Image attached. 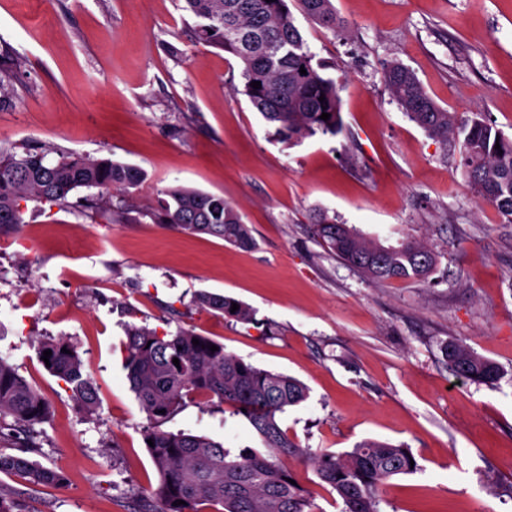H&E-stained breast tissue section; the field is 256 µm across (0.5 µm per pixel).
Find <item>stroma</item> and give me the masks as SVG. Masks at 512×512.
<instances>
[{
    "instance_id": "stroma-1",
    "label": "stroma",
    "mask_w": 512,
    "mask_h": 512,
    "mask_svg": "<svg viewBox=\"0 0 512 512\" xmlns=\"http://www.w3.org/2000/svg\"><path fill=\"white\" fill-rule=\"evenodd\" d=\"M333 4L345 32L288 7L340 88L343 130L288 144L230 87L236 59L194 41L183 0H0V44L17 64L0 151L38 144L147 173L125 197L81 188L66 208L22 200L20 231L0 238V358L49 405L36 458L67 478L31 487L0 474L26 512H136L156 484L150 422L124 368L131 323L193 329L308 387L280 425L301 448L288 468L319 512L342 503L305 452L366 439L405 445L419 465L388 480L380 512H512V223L469 185L460 143L411 121L383 72L402 63L440 107L511 136L512 0ZM178 184L223 196L253 247L146 218ZM123 209L141 222H111ZM318 209L385 244L420 238L438 255L429 283L368 280L314 236ZM202 290L240 300L252 323L198 308ZM43 339L76 349L95 411L44 368ZM458 340L504 369L497 385L449 371L445 348ZM164 428L262 448L215 399H186Z\"/></svg>"
}]
</instances>
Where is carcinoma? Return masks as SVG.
Masks as SVG:
<instances>
[{"mask_svg": "<svg viewBox=\"0 0 512 512\" xmlns=\"http://www.w3.org/2000/svg\"><path fill=\"white\" fill-rule=\"evenodd\" d=\"M184 10L195 20L196 42L223 50L241 65L243 94L274 129L281 142L335 136L341 131L340 87L313 65L286 0H184ZM310 20L333 31L348 27L333 0H297ZM306 73H300V69ZM13 59L8 47L0 49V109L12 98L8 81ZM384 79L401 108L429 136L446 144L462 139L464 174L476 193L512 223V138L481 119L458 120L441 108L423 89L415 75L399 63L387 65ZM261 82L255 89L251 82ZM324 101H319V97ZM324 113L328 120L320 119ZM500 148H495V145ZM52 149L29 148L21 155L0 152V236L15 234L23 222L19 201L36 198L58 207L69 204L78 188H100L127 193L145 178L133 165L112 160H92L59 154ZM145 216L154 224L186 234H204L238 248L254 244L251 230L235 207L224 198L194 188L176 186L161 190L157 205ZM314 233L322 245L363 276L374 281L425 283L434 273L438 256L423 242L407 236L397 246H385L356 228L341 224L324 211L312 216ZM202 309L219 312L240 322L253 321L249 307L209 291L195 297ZM125 364L127 378L150 427L144 440L158 482L142 512H316L309 492L288 482L292 478L282 457L299 455V445L279 424L289 407L308 398L307 387L297 378L272 373L224 351V345L191 329L157 331L131 325L127 328ZM198 339L199 344L192 343ZM218 350H210L211 346ZM52 351L48 371L70 386L73 396L92 410L99 403L98 388L84 376L82 360L72 346L46 341L38 354ZM179 360L174 365L173 359ZM448 369L456 376L487 385L503 377L501 367L468 347H447ZM196 393L217 398L232 414L244 417L262 438L266 455L236 451L200 434L170 432L161 425ZM49 407L34 387L7 361L0 359V474L22 475L30 485L60 486L63 473L31 457L37 448L34 425L43 422ZM319 479L341 498V512H380L383 489L393 476L417 470L410 465V450L380 440H364L342 453H305ZM181 500L183 504L173 505Z\"/></svg>", "mask_w": 512, "mask_h": 512, "instance_id": "cac0c4a2", "label": "carcinoma"}]
</instances>
